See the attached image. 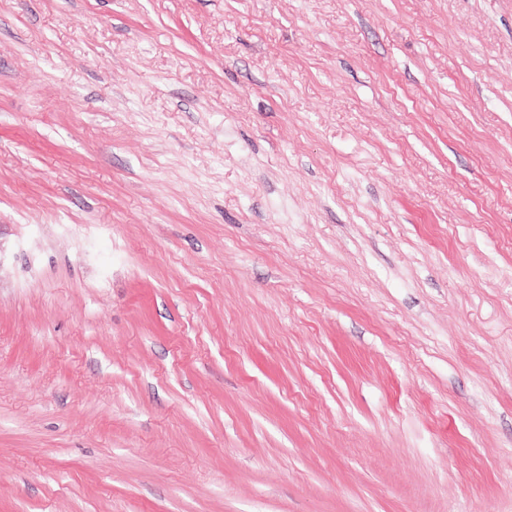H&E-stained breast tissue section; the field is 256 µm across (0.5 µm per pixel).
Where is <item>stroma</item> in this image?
<instances>
[{"label": "stroma", "instance_id": "35a3bbf8", "mask_svg": "<svg viewBox=\"0 0 512 512\" xmlns=\"http://www.w3.org/2000/svg\"><path fill=\"white\" fill-rule=\"evenodd\" d=\"M0 512H512V0H0Z\"/></svg>", "mask_w": 512, "mask_h": 512}]
</instances>
